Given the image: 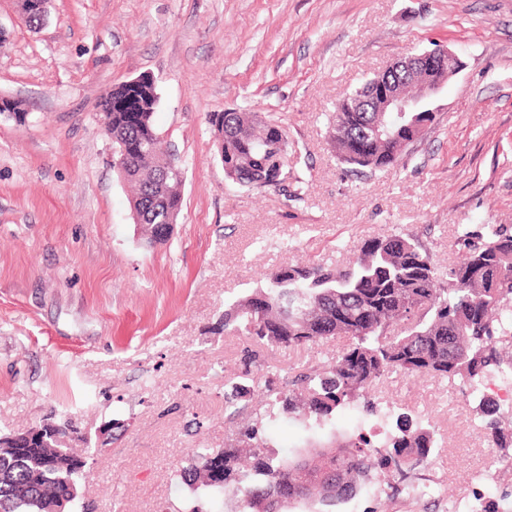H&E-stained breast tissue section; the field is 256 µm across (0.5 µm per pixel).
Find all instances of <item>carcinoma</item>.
<instances>
[{"label": "carcinoma", "mask_w": 512, "mask_h": 512, "mask_svg": "<svg viewBox=\"0 0 512 512\" xmlns=\"http://www.w3.org/2000/svg\"><path fill=\"white\" fill-rule=\"evenodd\" d=\"M115 83L100 101L112 112V133L128 148L123 162L134 196L151 194L152 178L171 162L159 149L153 124L157 93L150 83L138 95L151 109L131 123L124 112L110 109L122 94ZM351 94L336 103L329 141L337 160L355 174H374L395 165L388 146L370 135L375 112H348ZM224 122V178L248 188L288 190L271 173L288 155L283 124L256 112L218 114ZM182 179L170 176L167 195L147 210L149 242L158 225L168 223L164 211L181 198ZM458 260L445 273L413 233L395 232L362 242L345 266L312 263L287 265L267 274L259 286L224 308V333L249 336L288 350L341 339L336 358L322 366H301L288 384L267 381L265 416L283 410L309 428L325 429L336 412L360 404L386 427L382 440L362 431L344 445H329L307 458L280 459L267 451L257 425L222 449L193 456L182 468V482L213 496L233 485L243 496V512H285L295 500L317 497L324 503L346 498L374 479L392 486L398 480L414 491L412 472L435 456V428L415 422L371 400L377 383L392 374L452 375L468 388L474 412L497 448L512 446L508 417L493 397L480 390L497 375L512 383V230L482 224L458 239ZM251 369L232 383L231 415L245 411L234 399L247 391ZM55 432L71 441L80 431L67 413L58 416ZM86 461L71 457L62 446L31 448L24 456L0 452V512H46V505L65 504L64 512H80L79 487Z\"/></svg>", "instance_id": "obj_1"}]
</instances>
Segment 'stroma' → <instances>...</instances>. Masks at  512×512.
Listing matches in <instances>:
<instances>
[{"mask_svg": "<svg viewBox=\"0 0 512 512\" xmlns=\"http://www.w3.org/2000/svg\"><path fill=\"white\" fill-rule=\"evenodd\" d=\"M442 45L465 63L430 101L433 123L394 167L347 172L326 114L407 52ZM154 125L185 168L180 218L148 246L112 167L99 100L141 73ZM0 432L70 410L89 512H241L234 491L182 484L191 448H220L224 383L259 353L257 382L330 359L336 341L289 352L224 332V305L262 274L308 260L346 265L360 242L415 233L439 269L483 224L512 229V0H51L30 29L0 0ZM236 109L287 128L300 197L224 180L207 118ZM372 396L428 418L441 446L410 493L367 484L291 512H474L512 495V448L491 447L454 378L391 375ZM119 422L117 440L96 446ZM348 406L330 430L283 414L260 431L280 458L373 427Z\"/></svg>", "mask_w": 512, "mask_h": 512, "instance_id": "1", "label": "stroma"}]
</instances>
